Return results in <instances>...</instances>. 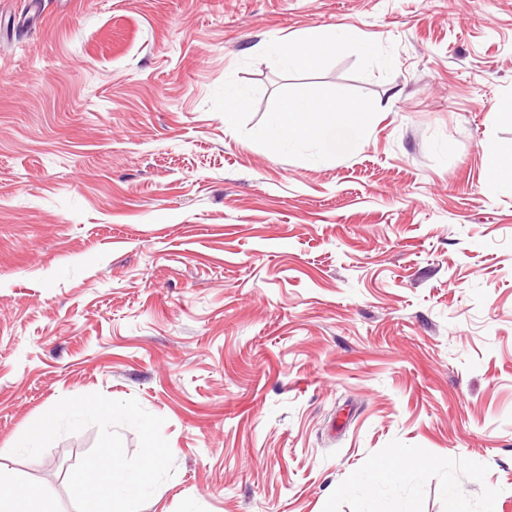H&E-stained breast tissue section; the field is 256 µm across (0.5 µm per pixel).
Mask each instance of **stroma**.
<instances>
[{"mask_svg":"<svg viewBox=\"0 0 512 512\" xmlns=\"http://www.w3.org/2000/svg\"><path fill=\"white\" fill-rule=\"evenodd\" d=\"M344 27L372 60L261 50ZM510 96L512 0H0V465L76 512L96 427L12 449L99 392L165 420L142 512H363L413 457V512H512ZM309 98L364 141L272 151ZM247 103V93L231 77L224 79V125L232 127ZM402 469L382 468L363 472L359 478V486L372 501L387 496L392 484L399 478Z\"/></svg>","mask_w":512,"mask_h":512,"instance_id":"stroma-1","label":"stroma"}]
</instances>
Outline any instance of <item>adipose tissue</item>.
Segmentation results:
<instances>
[{
	"instance_id": "adipose-tissue-1",
	"label": "adipose tissue",
	"mask_w": 512,
	"mask_h": 512,
	"mask_svg": "<svg viewBox=\"0 0 512 512\" xmlns=\"http://www.w3.org/2000/svg\"><path fill=\"white\" fill-rule=\"evenodd\" d=\"M359 47L363 56L373 54L370 45L362 43L351 30L335 33H307L302 41L292 45L273 41L264 45L265 53L275 57L282 70L309 68L323 57L335 52ZM367 128L366 113L356 105L343 102L302 100L285 103L279 116L261 130L260 136L275 150H294L302 140H312L319 154H341L357 147Z\"/></svg>"
}]
</instances>
